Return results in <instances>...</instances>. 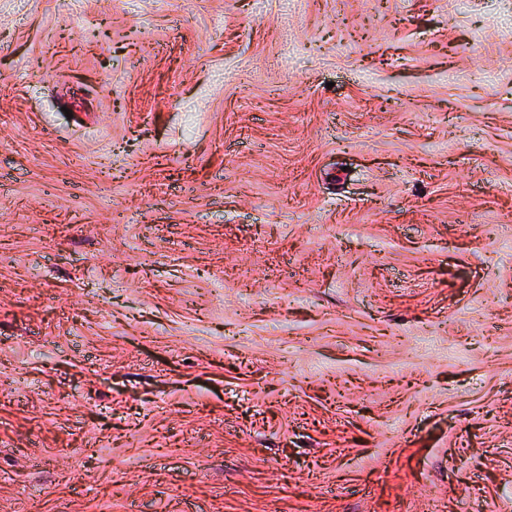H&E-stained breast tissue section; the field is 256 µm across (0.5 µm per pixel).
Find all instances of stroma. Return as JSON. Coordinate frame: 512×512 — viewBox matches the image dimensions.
Segmentation results:
<instances>
[{"label":"stroma","mask_w":512,"mask_h":512,"mask_svg":"<svg viewBox=\"0 0 512 512\" xmlns=\"http://www.w3.org/2000/svg\"><path fill=\"white\" fill-rule=\"evenodd\" d=\"M512 512V0H0V512Z\"/></svg>","instance_id":"stroma-1"}]
</instances>
